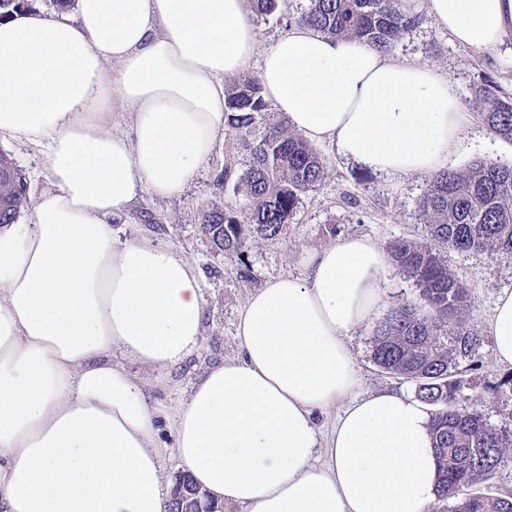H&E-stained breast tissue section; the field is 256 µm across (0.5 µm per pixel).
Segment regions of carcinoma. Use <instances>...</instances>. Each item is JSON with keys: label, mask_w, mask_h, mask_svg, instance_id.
<instances>
[{"label": "carcinoma", "mask_w": 512, "mask_h": 512, "mask_svg": "<svg viewBox=\"0 0 512 512\" xmlns=\"http://www.w3.org/2000/svg\"><path fill=\"white\" fill-rule=\"evenodd\" d=\"M297 21L329 37L389 50L412 30L416 17L401 0H310ZM478 95L489 130L511 141L512 97L502 98L489 86ZM224 108L230 129L248 142L244 169L227 162L222 174L224 189L243 197V203L204 212L201 228L225 257L243 265L247 235L266 240L284 235L301 195L324 179L326 166L286 122L271 123L260 139L250 140L268 111L258 78H244L225 90ZM25 204L26 182L0 152V225L14 223ZM419 212L425 237L398 239L389 254L419 288L430 312H420L409 300L393 308L375 328L371 359L383 372L411 383L416 398L433 407L436 497L446 503V512H512V497L461 495L512 455V414L493 426L466 393L464 364L475 358L483 339L464 320L469 293L449 266L454 254L512 255V166L481 161L466 171L437 172L419 200Z\"/></svg>", "instance_id": "cac0c4a2"}]
</instances>
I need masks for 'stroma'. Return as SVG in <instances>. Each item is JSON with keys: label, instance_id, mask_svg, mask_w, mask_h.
<instances>
[{"label": "stroma", "instance_id": "35a3bbf8", "mask_svg": "<svg viewBox=\"0 0 512 512\" xmlns=\"http://www.w3.org/2000/svg\"><path fill=\"white\" fill-rule=\"evenodd\" d=\"M308 5L309 0H279L275 13L255 16L260 48L271 46ZM416 14L415 27L397 43L392 57L439 68L454 82L473 119L467 131L472 145L467 164H512V142L488 130L481 117L484 106L474 95L475 87L488 80L512 93V53H478L459 48L427 14L423 0H418ZM0 150L9 154L23 173L28 198H35L49 182L41 147L1 140ZM318 151L327 163L326 178L303 194L286 235L276 240L249 238L246 275H239L236 262L216 252L200 228L202 211L237 203L221 180L225 160L242 164L247 158L245 147L234 136L219 137L208 164L181 195L162 199L139 194L127 214L112 220L120 238L150 236L189 263L199 276L205 300L199 347L178 365L148 367L123 356L121 351L113 353L114 360L123 363L131 376L145 386L160 413L159 445L166 480H175L181 472L174 454L175 409L205 370L240 355L237 316L250 294L274 278L304 276L306 257L338 240L367 237L385 248L392 241L419 239L425 233L418 216V201L427 188L428 176L390 178L363 171L339 157L330 146H319ZM450 264L470 294L466 318L484 335L479 355L466 372L467 392L482 401L490 422L499 425L512 414V388L500 384L512 369L495 363L492 338L485 330L497 295L503 289H512V255L467 253L452 256ZM374 329L371 322L359 327L349 342L358 375L357 393L382 388L413 393L411 383L381 372L371 361Z\"/></svg>", "mask_w": 512, "mask_h": 512}]
</instances>
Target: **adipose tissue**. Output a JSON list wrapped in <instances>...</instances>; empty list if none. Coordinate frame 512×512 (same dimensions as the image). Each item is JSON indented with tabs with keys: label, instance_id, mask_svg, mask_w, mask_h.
Instances as JSON below:
<instances>
[{
	"label": "adipose tissue",
	"instance_id": "1",
	"mask_svg": "<svg viewBox=\"0 0 512 512\" xmlns=\"http://www.w3.org/2000/svg\"><path fill=\"white\" fill-rule=\"evenodd\" d=\"M467 50L512 42V0H425ZM262 93L308 141L388 176L462 162L471 114L436 69L293 25L260 49L248 0H71L0 20V137L43 148L48 187L0 227V512H169L158 412L112 361L196 350L193 268L113 217L139 193L180 195L228 129L224 81ZM129 114L115 130L112 102ZM388 253L367 238L313 253L240 311V357L209 368L175 413L184 471L241 512H425L438 462L431 407L354 395L351 333L385 307ZM512 367V291L488 320ZM345 407L328 436L314 418Z\"/></svg>",
	"mask_w": 512,
	"mask_h": 512
}]
</instances>
